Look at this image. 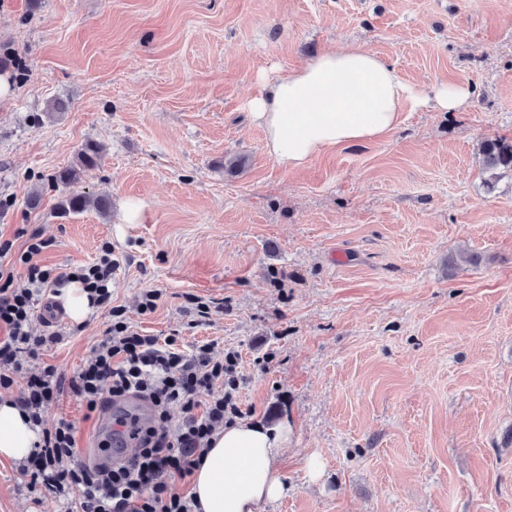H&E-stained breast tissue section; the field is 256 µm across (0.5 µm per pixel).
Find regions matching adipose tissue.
<instances>
[{"mask_svg":"<svg viewBox=\"0 0 512 512\" xmlns=\"http://www.w3.org/2000/svg\"><path fill=\"white\" fill-rule=\"evenodd\" d=\"M471 94L455 83L419 94L392 65L351 45L323 51L269 82L249 107L265 132L268 153L295 171L327 150L384 137L397 126L405 102L455 112ZM35 440L19 410L0 401V457L24 460ZM287 441L284 426L226 425L192 476L191 493L200 512H255L260 503L282 498L286 488L276 460Z\"/></svg>","mask_w":512,"mask_h":512,"instance_id":"1","label":"adipose tissue"}]
</instances>
